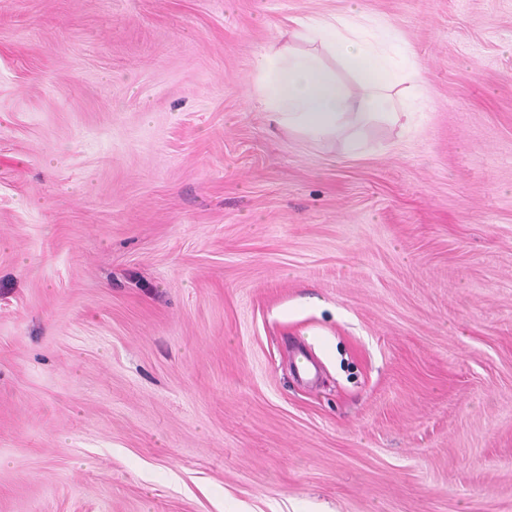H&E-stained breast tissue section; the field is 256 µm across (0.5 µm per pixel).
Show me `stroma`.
<instances>
[{
	"instance_id": "obj_1",
	"label": "stroma",
	"mask_w": 512,
	"mask_h": 512,
	"mask_svg": "<svg viewBox=\"0 0 512 512\" xmlns=\"http://www.w3.org/2000/svg\"><path fill=\"white\" fill-rule=\"evenodd\" d=\"M355 4L358 159L253 94ZM0 512H512V0H0ZM360 17L354 6L347 16L286 19L291 38L311 47L274 43L257 54L255 93L269 123L314 143L343 134L350 156L360 154L364 126L384 121L405 127L408 95L422 82L421 68L394 32L388 30L381 44L365 38ZM336 64L352 83L338 75Z\"/></svg>"
}]
</instances>
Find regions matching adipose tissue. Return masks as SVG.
I'll return each mask as SVG.
<instances>
[{
  "label": "adipose tissue",
  "instance_id": "obj_1",
  "mask_svg": "<svg viewBox=\"0 0 512 512\" xmlns=\"http://www.w3.org/2000/svg\"><path fill=\"white\" fill-rule=\"evenodd\" d=\"M360 17L355 8L345 16L291 17L290 41L262 48L255 93L269 123L315 143L343 136L352 156L364 126L401 124L421 68L394 32L378 44L365 38Z\"/></svg>",
  "mask_w": 512,
  "mask_h": 512
}]
</instances>
